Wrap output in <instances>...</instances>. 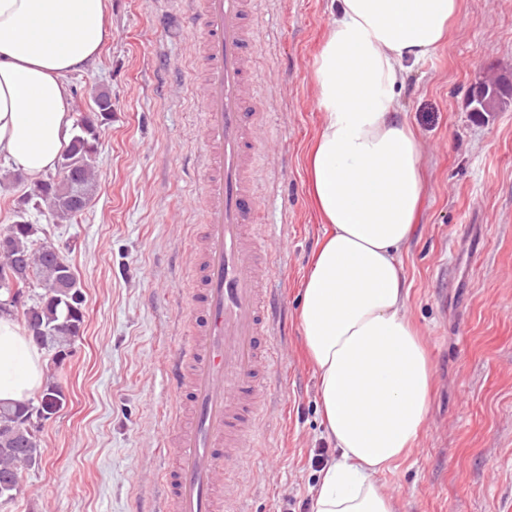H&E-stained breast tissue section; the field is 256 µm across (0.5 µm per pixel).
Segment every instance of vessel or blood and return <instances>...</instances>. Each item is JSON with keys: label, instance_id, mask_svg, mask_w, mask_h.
Masks as SVG:
<instances>
[{"label": "vessel or blood", "instance_id": "b4317fda", "mask_svg": "<svg viewBox=\"0 0 512 512\" xmlns=\"http://www.w3.org/2000/svg\"><path fill=\"white\" fill-rule=\"evenodd\" d=\"M201 76V286L189 305L196 336L167 378L187 392L174 429L176 464L164 471L158 512H243L236 485L249 459L256 406L280 365L270 331L271 255L256 232L261 209L252 158L258 70L256 0H183Z\"/></svg>", "mask_w": 512, "mask_h": 512}]
</instances>
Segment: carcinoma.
Wrapping results in <instances>:
<instances>
[{
	"mask_svg": "<svg viewBox=\"0 0 512 512\" xmlns=\"http://www.w3.org/2000/svg\"><path fill=\"white\" fill-rule=\"evenodd\" d=\"M498 81L482 83L470 100L475 112H494L496 102L511 91ZM80 132L74 134L70 145L64 151L62 161L79 164V183L60 177L50 179L36 188L39 198L49 204L52 213L59 219L77 216L82 209L74 205L73 198L81 194L83 203H88L94 181V166L89 155L90 148L98 147L96 126L88 120L78 124ZM11 252L0 256V280L14 277L19 281L21 300L11 304L21 314L25 327L38 322L46 331L47 341L41 348L59 355L71 346L80 334L84 322L83 303L69 300L61 288L63 264L66 259L56 260L46 252L50 244L36 245L33 240L34 225L20 221L10 225ZM36 278L43 293L36 302H29L25 287L30 278ZM31 406L29 402H20L13 406H0V482L19 486L21 471L35 468L41 464L43 455L38 435L20 436L14 428Z\"/></svg>",
	"mask_w": 512,
	"mask_h": 512,
	"instance_id": "cac0c4a2",
	"label": "carcinoma"
}]
</instances>
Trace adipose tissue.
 Masks as SVG:
<instances>
[{
	"label": "adipose tissue",
	"instance_id": "1",
	"mask_svg": "<svg viewBox=\"0 0 512 512\" xmlns=\"http://www.w3.org/2000/svg\"><path fill=\"white\" fill-rule=\"evenodd\" d=\"M458 0H338L314 63L322 129L307 156L328 229L301 285L302 343L336 450L312 512H397L377 476L430 411L433 368L407 316L402 248L425 192L423 146L396 92L449 31ZM107 0H0V163L39 182L72 128L70 80L98 61ZM44 379L41 349L0 311V404Z\"/></svg>",
	"mask_w": 512,
	"mask_h": 512
}]
</instances>
